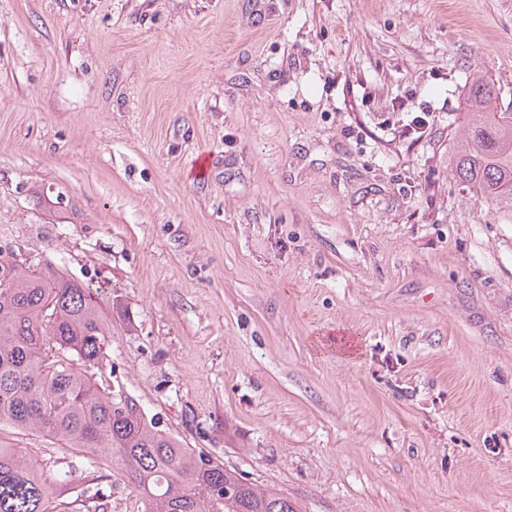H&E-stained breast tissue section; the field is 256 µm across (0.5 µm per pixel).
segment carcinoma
<instances>
[{
	"label": "carcinoma",
	"instance_id": "cac0c4a2",
	"mask_svg": "<svg viewBox=\"0 0 512 512\" xmlns=\"http://www.w3.org/2000/svg\"><path fill=\"white\" fill-rule=\"evenodd\" d=\"M465 135L452 155L462 189L512 213V112L481 79L469 90ZM112 320L93 285L49 263L30 270L0 251V427L35 430L83 455L108 460L139 492L138 512H298L288 497L186 448L121 386H98ZM75 469L46 476L0 448V512H51L54 490Z\"/></svg>",
	"mask_w": 512,
	"mask_h": 512
}]
</instances>
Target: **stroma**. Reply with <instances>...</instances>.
I'll return each instance as SVG.
<instances>
[{"label":"stroma","mask_w":512,"mask_h":512,"mask_svg":"<svg viewBox=\"0 0 512 512\" xmlns=\"http://www.w3.org/2000/svg\"><path fill=\"white\" fill-rule=\"evenodd\" d=\"M476 75L512 112V0H0V248L93 283L103 382L300 512H512V216L450 165ZM0 446L75 467L52 512H137Z\"/></svg>","instance_id":"35a3bbf8"}]
</instances>
